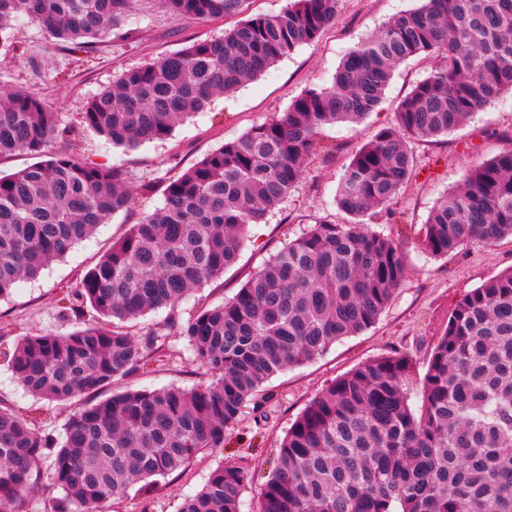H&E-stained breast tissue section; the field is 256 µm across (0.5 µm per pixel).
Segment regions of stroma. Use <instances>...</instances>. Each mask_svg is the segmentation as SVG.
Returning <instances> with one entry per match:
<instances>
[{
    "label": "stroma",
    "instance_id": "1",
    "mask_svg": "<svg viewBox=\"0 0 512 512\" xmlns=\"http://www.w3.org/2000/svg\"><path fill=\"white\" fill-rule=\"evenodd\" d=\"M417 4L418 0H341L335 23L317 41L297 48L235 92L217 96L178 125L169 139L147 142L133 150L112 147L103 136L85 128L82 112L87 99L124 70L176 52L192 41L221 36L223 21L177 20L159 0H135L126 23L132 37L111 36L91 52L74 56L62 51L56 38L38 24L18 23L14 30L17 51L0 50V89L25 88L42 96L57 113L61 126L71 131L67 139L52 141L50 152L64 151L82 162L121 166L130 175L134 203L100 225L90 240L52 262L36 278L22 280L9 297L0 300V347L27 334L72 331L76 321L63 315L59 299L78 287L113 240L161 207L165 179L237 139L253 125L282 115L309 86L331 84L340 61L360 40ZM430 66L427 59H409L395 73L383 103L364 122L325 126L320 137L335 145L334 156L312 162L280 209L267 222L250 226L236 263L218 279L196 288L175 309L163 308L128 323V331L141 336L146 328L163 325L172 316L187 322L201 307L232 298L266 260L317 220L325 217L344 222L335 203L343 165L378 129L393 121L399 101L426 76ZM507 130H512V96L508 94L475 113L443 142L418 143L423 170L392 204L395 211L403 213L404 223L393 224L379 216L369 223L371 229L398 241L406 264L405 280L379 321L363 333L336 342L316 360L272 377L265 385L262 408L247 406L234 426L232 450L200 453L185 469L160 480L153 492L130 490L123 498L105 504L103 512H176L185 497L204 485L213 469L239 456L252 462L251 478L241 498L242 512H252L276 466L280 441L324 388L396 350L416 355V372L424 374L423 360L457 303L485 281L512 271V238L492 246L470 243L454 257L439 259L421 247L420 228L436 202L461 185L473 165L500 150L498 135ZM166 351V365L131 376L128 385L151 390L190 389L211 382V374L187 354L184 339L169 336Z\"/></svg>",
    "mask_w": 512,
    "mask_h": 512
}]
</instances>
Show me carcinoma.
I'll use <instances>...</instances> for the list:
<instances>
[{
  "label": "carcinoma",
  "instance_id": "1",
  "mask_svg": "<svg viewBox=\"0 0 512 512\" xmlns=\"http://www.w3.org/2000/svg\"><path fill=\"white\" fill-rule=\"evenodd\" d=\"M176 19L235 18L247 0H160ZM341 0H288L277 14L238 20L124 71L89 98L83 122L112 145L166 140L217 94H229L281 58L315 42ZM133 0H0V47L26 18L74 55L121 30ZM435 61L342 168L344 223L319 220L273 255L228 301L186 324L171 320L131 336L125 323L175 309L232 266L252 224L288 198L308 165L334 149L321 129L357 123L381 104L397 68ZM512 94V0H421L363 39L330 85L306 88L282 116L255 125L166 180L163 204L59 299L65 315H97L67 334L41 332L0 351L27 393L69 408L61 438L37 416L0 404V512H30L43 480L61 491L42 512H101L139 484L228 444L233 427L277 372L322 356L371 328L406 277L398 243L371 230L379 211L423 167L432 142ZM60 133L57 113L28 89L0 91V158L39 161L0 176V298L91 238L132 204L128 177L65 152L41 156ZM512 237V143L467 172L430 211L421 245L446 259L468 243ZM176 330L215 377L206 386L127 388L94 401L164 362ZM411 402L416 358L401 351L333 382L291 424L254 512H512V271L466 295L426 358ZM50 460L42 469V461ZM251 462L211 472L177 512H241Z\"/></svg>",
  "mask_w": 512,
  "mask_h": 512
}]
</instances>
